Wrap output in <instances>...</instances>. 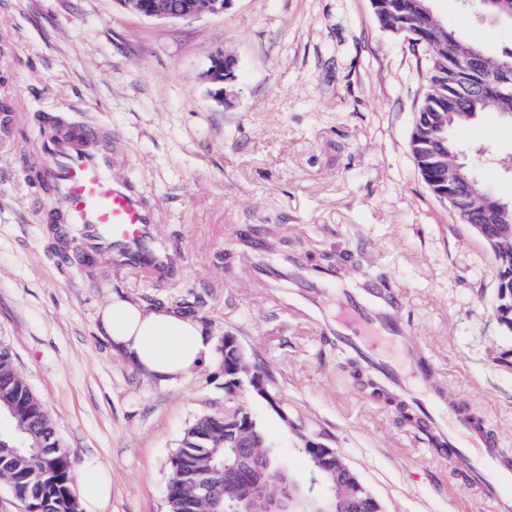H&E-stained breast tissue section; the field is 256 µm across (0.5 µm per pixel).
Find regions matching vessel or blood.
Wrapping results in <instances>:
<instances>
[{
	"label": "vessel or blood",
	"mask_w": 512,
	"mask_h": 512,
	"mask_svg": "<svg viewBox=\"0 0 512 512\" xmlns=\"http://www.w3.org/2000/svg\"><path fill=\"white\" fill-rule=\"evenodd\" d=\"M47 127L39 164L51 198L47 221L71 263L89 268L105 258L146 278L177 275L178 255L157 236L153 198L137 182L113 173L108 130L55 118ZM401 308V301L379 284L355 295L340 288L335 313H321L319 324L418 408L421 431L437 456L455 459L468 485L491 500L497 512H512V458L466 409L449 406L445 390L430 384L426 356L406 343Z\"/></svg>",
	"instance_id": "b4317fda"
}]
</instances>
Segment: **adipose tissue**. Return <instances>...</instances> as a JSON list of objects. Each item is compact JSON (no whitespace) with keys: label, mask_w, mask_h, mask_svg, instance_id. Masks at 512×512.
<instances>
[{"label":"adipose tissue","mask_w":512,"mask_h":512,"mask_svg":"<svg viewBox=\"0 0 512 512\" xmlns=\"http://www.w3.org/2000/svg\"><path fill=\"white\" fill-rule=\"evenodd\" d=\"M99 321L116 351L163 383L216 359L214 337L196 317L175 307L149 309L116 297L100 310ZM79 493L84 512H101L110 499L112 470L98 456L84 459Z\"/></svg>","instance_id":"ef3b65f1"}]
</instances>
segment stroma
Returning a JSON list of instances; mask_svg holds the SVG:
<instances>
[{"label":"stroma","mask_w":512,"mask_h":512,"mask_svg":"<svg viewBox=\"0 0 512 512\" xmlns=\"http://www.w3.org/2000/svg\"><path fill=\"white\" fill-rule=\"evenodd\" d=\"M431 6L489 53L512 48V23L479 0ZM221 52L237 78L219 102L203 75ZM425 70L371 0H232L191 21L117 0H0V340L72 465L89 454L111 465L103 512H168L185 427L227 400L223 365L162 384L114 351L97 317L115 296L190 307L215 337H234L288 418L253 395L244 403L301 481L309 435L344 456L384 512H495L356 384L312 309L258 278L238 234L256 227L297 261L346 252L384 273L449 401L512 451V333L491 309L493 252L411 153ZM47 114L111 131L118 173L154 197L158 232L181 257L176 279L62 260L32 179ZM456 140L461 162L512 204V122L489 112Z\"/></svg>","instance_id":"stroma-1"}]
</instances>
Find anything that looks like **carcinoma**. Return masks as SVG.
I'll return each mask as SVG.
<instances>
[{
  "mask_svg": "<svg viewBox=\"0 0 512 512\" xmlns=\"http://www.w3.org/2000/svg\"><path fill=\"white\" fill-rule=\"evenodd\" d=\"M399 8L380 15L381 25L392 31L407 28L409 43L425 53L428 78L421 106L417 112L414 132L434 133L440 116L448 115V130L440 133L442 140L432 139V149L448 156V168L458 157L454 133L466 128L485 112H494L512 119V92L500 84L503 75L512 80V49L493 55L474 42L462 39L442 21L414 9V0H397ZM467 185L474 188L467 208L461 215L466 224H485L494 233L496 225L489 223L496 215L500 224L512 223V206L495 198L469 171H464ZM349 256L336 259L325 256L309 265L314 274L341 275ZM499 281L498 301L492 309L501 323L512 333V239L501 243L495 254ZM370 394L382 400L398 414L403 423L419 422L418 411L398 400L381 387L367 385ZM0 407L10 410V430L0 433V478L10 485L17 498L24 501L29 512H81L72 491L73 470L70 456L57 435L50 415L41 399L19 376L8 344L0 342ZM255 435L253 447L247 449L251 458L268 462L267 474L280 475V492L292 499L301 487L299 480L283 465L277 452L261 434L257 422L248 413L242 414ZM309 463L310 482L319 483L329 492L328 500L311 503L290 502L295 512L306 508L310 512L328 509L334 503L352 501L362 505L363 512H372L375 505L367 492L358 489L359 480L353 471L345 469L346 461L334 452L331 463L321 465V457L307 447L300 449ZM229 468L217 496L221 501L203 496L200 484L211 478V472ZM251 468L237 464L236 449L224 447V416L202 415L183 431L178 447L170 459L167 483L169 512H231L251 483Z\"/></svg>",
  "mask_w": 512,
  "mask_h": 512,
  "instance_id": "carcinoma-1",
  "label": "carcinoma"
}]
</instances>
